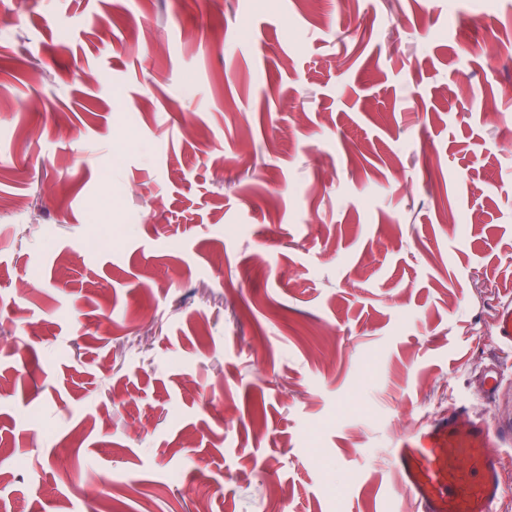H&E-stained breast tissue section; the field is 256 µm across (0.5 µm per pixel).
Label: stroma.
<instances>
[{
	"label": "stroma",
	"instance_id": "obj_1",
	"mask_svg": "<svg viewBox=\"0 0 512 512\" xmlns=\"http://www.w3.org/2000/svg\"><path fill=\"white\" fill-rule=\"evenodd\" d=\"M419 2L0 0V512H411L412 429L512 440V0ZM493 338L500 344L512 347V303L504 304L499 312Z\"/></svg>",
	"mask_w": 512,
	"mask_h": 512
}]
</instances>
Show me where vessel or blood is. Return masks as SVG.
<instances>
[{
	"label": "vessel or blood",
	"mask_w": 512,
	"mask_h": 512,
	"mask_svg": "<svg viewBox=\"0 0 512 512\" xmlns=\"http://www.w3.org/2000/svg\"><path fill=\"white\" fill-rule=\"evenodd\" d=\"M495 340L512 347V303L502 306ZM497 435L465 408L413 429L392 464L415 512H500L503 456Z\"/></svg>",
	"instance_id": "b4317fda"
}]
</instances>
